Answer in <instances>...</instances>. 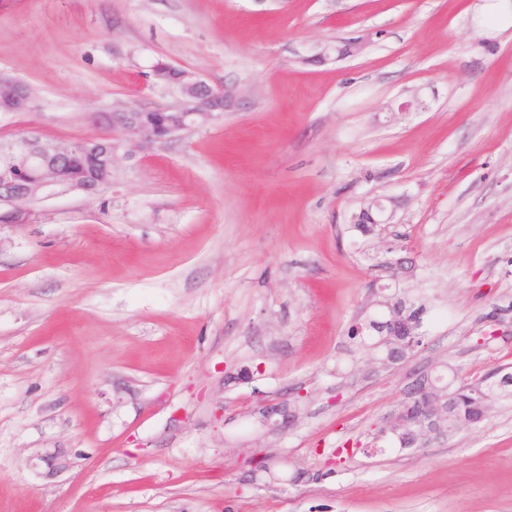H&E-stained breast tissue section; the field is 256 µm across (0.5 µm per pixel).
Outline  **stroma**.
Here are the masks:
<instances>
[{
	"label": "stroma",
	"mask_w": 512,
	"mask_h": 512,
	"mask_svg": "<svg viewBox=\"0 0 512 512\" xmlns=\"http://www.w3.org/2000/svg\"><path fill=\"white\" fill-rule=\"evenodd\" d=\"M159 62L242 99L0 227V512H512V400L385 432L421 374L512 373V0H0V139L183 106ZM380 288L426 308L389 366L346 352ZM0 89L11 101L15 112H23L31 106L33 99L24 83L0 77ZM392 217L393 208L387 213V208L379 200H372L352 217V221L362 232L369 233L373 224H390Z\"/></svg>",
	"instance_id": "stroma-1"
}]
</instances>
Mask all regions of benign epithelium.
<instances>
[{"label": "benign epithelium", "instance_id": "obj_1", "mask_svg": "<svg viewBox=\"0 0 512 512\" xmlns=\"http://www.w3.org/2000/svg\"><path fill=\"white\" fill-rule=\"evenodd\" d=\"M175 68L158 63L153 68L157 83L167 85L176 82L181 94L189 105L176 113L161 112L153 123L143 121L141 107L128 105L120 110L101 112L94 116L97 125L112 132L121 133L134 148L143 150L152 144L167 140L176 133L188 128L207 124L220 113L237 107L240 91L234 87H215L188 71L173 75ZM0 92L11 101L16 112H23L31 106L32 98L28 86L24 83L0 77ZM9 149L22 157V164L16 168L0 167V209L13 217V224H26L31 211L27 205L56 188L67 191H81L89 196L97 195L110 186L107 176L112 174L116 161L112 136L99 135L77 139L63 144L43 143L36 138L18 136L9 141ZM83 158H89L98 173L96 177L81 175L70 181L61 182L59 176L63 169L75 165ZM393 213L378 200H372L352 217L355 224H388ZM419 324L406 320L395 305L390 312L388 336L403 338L400 348L391 353L390 362L403 360L417 341ZM431 378L422 375L416 378L404 391L405 401L395 416L391 432L397 438L400 449L410 450L421 447L431 438L445 434V428L438 424L440 412L447 413L448 419L455 422L456 428L474 427L481 424L490 408L488 400H483L468 416L456 414V393L448 392V402L442 406L434 401L430 390ZM36 458L47 463L52 473H62L69 469L70 461L59 451Z\"/></svg>", "mask_w": 512, "mask_h": 512}]
</instances>
